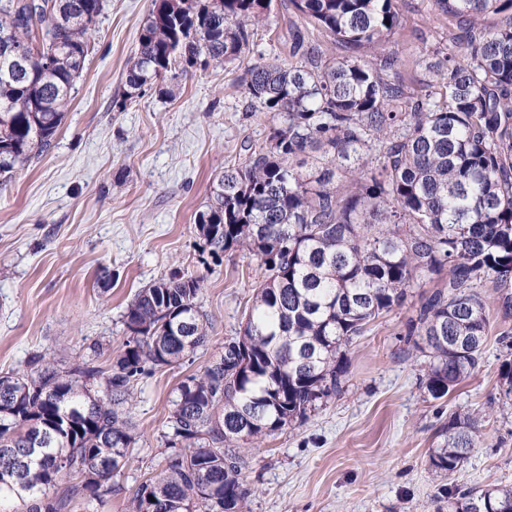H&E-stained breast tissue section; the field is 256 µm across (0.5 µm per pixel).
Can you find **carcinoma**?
Returning a JSON list of instances; mask_svg holds the SVG:
<instances>
[{
	"mask_svg": "<svg viewBox=\"0 0 512 512\" xmlns=\"http://www.w3.org/2000/svg\"><path fill=\"white\" fill-rule=\"evenodd\" d=\"M347 51L324 56L300 30L292 60L246 67L241 90L272 115L265 144L224 168L199 212L217 259L241 249L263 279L239 335L186 376L172 400L164 467L142 481L132 512H244L251 490L240 448L300 424L344 391L347 349L368 325L434 278L409 320L433 400L482 364L498 330L508 358L491 405L512 411V329L497 326L483 288L512 315V0H440L457 18L448 42L424 50L438 91L414 95L384 78L398 59L396 0H289ZM273 0H152L117 105L144 87L250 53L252 26ZM104 0H0V183L49 152L83 71ZM494 15L499 21L484 23ZM12 44L51 54L16 61ZM205 276L175 271L140 289L128 338L105 368L63 369L36 355L0 374V512L102 505L130 461V399L161 366L194 361L210 336ZM480 414L455 412L429 465L456 473L476 447ZM448 512H512V486H455Z\"/></svg>",
	"mask_w": 512,
	"mask_h": 512,
	"instance_id": "obj_1",
	"label": "carcinoma"
}]
</instances>
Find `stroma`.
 Returning <instances> with one entry per match:
<instances>
[{"label":"stroma","mask_w":512,"mask_h":512,"mask_svg":"<svg viewBox=\"0 0 512 512\" xmlns=\"http://www.w3.org/2000/svg\"><path fill=\"white\" fill-rule=\"evenodd\" d=\"M273 6L254 30L252 55L288 57L289 30L300 26L325 55L342 58L333 37L288 0ZM150 9L151 0H107L52 150L0 185L2 373L26 371L44 353L66 367L105 366L127 338L122 315L139 289L179 269L206 275L200 303L209 341L194 364L156 369L136 387L135 461L99 512H128L144 475L161 467L177 385L237 336L261 279L255 258L238 250L202 265L196 226L212 179L263 144L271 124L241 92L244 64L191 72L126 108L113 104ZM396 9L401 28L391 48L420 96L433 81L411 61L423 46L445 42L453 20L437 0H396ZM419 296L412 289L349 348L340 396L243 448L249 512H434L452 485L512 484V415L491 418L457 473L429 465L449 414L482 408L497 393L504 349L489 336L480 370L447 397L427 399L405 341Z\"/></svg>","instance_id":"stroma-1"}]
</instances>
